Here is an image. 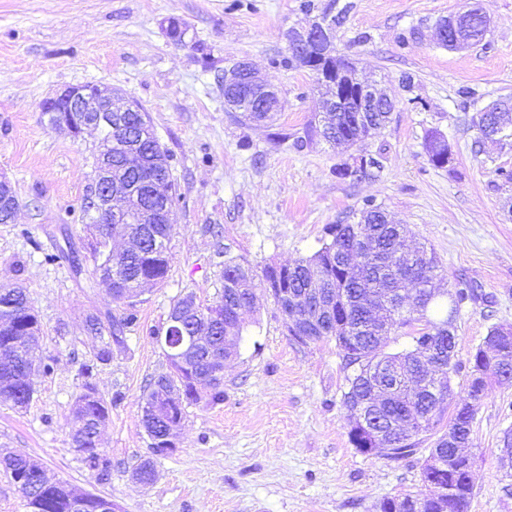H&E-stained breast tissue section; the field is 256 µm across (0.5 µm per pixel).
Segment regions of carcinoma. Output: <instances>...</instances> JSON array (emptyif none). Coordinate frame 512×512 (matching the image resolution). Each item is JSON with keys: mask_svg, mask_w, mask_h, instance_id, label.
Segmentation results:
<instances>
[{"mask_svg": "<svg viewBox=\"0 0 512 512\" xmlns=\"http://www.w3.org/2000/svg\"><path fill=\"white\" fill-rule=\"evenodd\" d=\"M484 12L479 3H474L469 9L460 13L461 23L459 33L464 41L472 45L481 41L485 35L481 28V14ZM288 67H305L315 75L317 85L328 94L324 83L326 71L336 66L351 68L348 61L341 57L314 62L290 54L281 60ZM505 108L501 112H481L477 122L479 132L494 123L506 126L509 115L512 114V99L504 98ZM366 131V122L356 112H341L334 116L325 113L323 124L311 127L306 131L310 136L318 134L332 145L341 144L350 148L362 141ZM135 138L143 152L140 172L129 173L121 168L126 161L125 141L117 132H108L102 138V143L112 152V169L115 177L129 187L137 203L146 207L166 201L173 206L179 200L177 187L172 179V156L162 148L150 121L137 126ZM428 160L435 167H445L451 162L448 145L443 142V136L437 132L428 134L425 143ZM383 168L381 156L368 154L362 157L361 164L352 172L347 173L346 167L336 168L337 176L361 180L374 175ZM382 207L370 200L364 202L360 217L355 224H335L330 228L332 239L318 251L306 259H301L288 267V272L277 271L273 266H267L262 275H257L254 269L245 262L228 259L220 262L222 270L218 279L219 287L213 302L222 303L224 309V329L232 333L233 346H239L240 314L247 301L254 297L256 281H261L266 290L274 288H306L310 285L312 272L321 276L324 284L332 287L336 294L333 315L319 316L313 323L303 329L285 322L290 336L300 333L314 342L322 339L333 340L342 357L346 371L347 390L342 395L343 406L354 402L370 404L374 402V393L370 383L369 373L379 366L394 367L406 374L394 405L382 410L383 416H392L402 422L422 425L415 427L412 434L395 441L392 447L384 453L390 461L409 458L418 452L419 435L428 433L440 425L450 430L454 436L471 438L475 419V402L486 391L489 381L498 377L501 371L492 363L487 353V346L496 343L504 356L512 360V334H503V327L492 326L483 338L475 353L472 355V367L465 387L468 402L456 405L450 409L440 404L434 412H429L431 395L429 387L432 382L414 387L411 381L414 377L427 378L432 368L423 364L429 351H441L449 365L442 370L441 385L451 390L450 373L455 369L454 348L456 321L461 307L468 301L479 299L478 293L466 283L447 291L446 305L434 302L436 312L446 311L439 320H427L426 327L412 337V349L397 353H386L387 342L374 335L365 327L361 320L367 308L375 305L382 317L390 320L396 326L409 324L397 305V290L410 288L412 293L422 291L428 284L433 283L438 276L439 262L435 255L427 260L421 259L413 265L401 264L397 261L396 253L400 249L398 225L387 219L379 220ZM135 224L129 229L135 233L142 230L148 233L166 235L171 227L170 212L159 209L155 212L152 223L140 224L138 218H133ZM365 236L378 243V249L372 256L365 259L364 269L359 281H353L346 268V253L359 244V238ZM91 259L96 267H103L112 273V298L123 306H133V298L141 288L138 276L154 279L156 283L164 282L170 272V252H161L153 257L129 256L124 250H113L112 243L95 240L90 244ZM0 319L11 320L16 335L0 334V345L11 343V348L25 346L26 330L33 324L40 325L38 315L31 305L25 289L0 288ZM136 320L132 312H122L112 316V336L124 333ZM0 376L11 380V383L0 389V396L14 406H28L26 398L34 393L36 375L27 371L24 357H17L15 366L1 369ZM110 417V407L102 396L77 405L75 414L71 416V445L76 450L93 447L94 439L105 428ZM351 443L363 453L371 452L375 447L374 428L357 426L349 430ZM84 462L91 470L101 476L109 475L112 462L106 455L95 450L84 456ZM36 460L23 455H17L0 461V467L8 473L12 480L23 479L29 484L37 482L38 475L34 470ZM473 461L469 457H454V449L449 447L448 438L438 437L434 448L422 468V479L431 484L436 483L447 488V493L436 499L419 500L421 512H467L468 504L474 493L472 481ZM34 501L41 507V512H69V505L63 501L58 492L49 487H38L33 492ZM413 500L409 494L387 498L380 503L379 512H401Z\"/></svg>", "mask_w": 512, "mask_h": 512, "instance_id": "cac0c4a2", "label": "carcinoma"}]
</instances>
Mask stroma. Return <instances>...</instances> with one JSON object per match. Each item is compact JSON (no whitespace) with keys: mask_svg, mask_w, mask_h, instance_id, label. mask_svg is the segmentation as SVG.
Segmentation results:
<instances>
[{"mask_svg":"<svg viewBox=\"0 0 512 512\" xmlns=\"http://www.w3.org/2000/svg\"><path fill=\"white\" fill-rule=\"evenodd\" d=\"M0 0V175L20 206L0 224V288L26 289L41 321L40 374L30 405L0 400V453L37 458L49 476L109 499L120 512H379L387 498H418L435 438L422 437L400 461L359 452L349 441L342 358L335 342L301 344L288 336L273 297L259 292L241 315L238 353L224 369V400L207 391L187 406L176 451L153 454L141 423L147 381L166 369L157 343L175 300L212 299L219 277L215 241L228 256L262 270L311 256L333 224H353L373 199L405 224V246L423 243L443 269L440 290L463 278L482 301L463 306L456 325L453 392H463L469 360L488 328L512 324V137L482 139L479 111L512 96V0H483L491 26L460 50L434 39L440 18L466 0ZM349 6L336 33L339 57L382 82L394 109L387 126L351 153H382L377 177L343 180L344 162L321 138L290 144L317 123L321 96L314 74L279 66L286 33L306 17ZM177 21L184 44L168 36ZM245 59L283 102L274 121L289 139L238 122L224 106V69ZM414 85L403 90L402 73ZM105 85L147 112L173 156L181 196L171 214V269L136 303L137 321L119 339L91 336L86 319L108 324L120 308L103 286L73 276L67 264H45L71 227L77 246L93 231L74 214L91 173L93 135L79 138L48 125L41 109L72 85ZM472 88L467 102L461 89ZM442 133L451 169L430 164L424 139ZM218 226L213 238L209 226ZM109 343L112 356L96 354ZM111 402L99 448L112 461L98 480L71 446L69 414L85 385ZM512 430V379H495L476 404L472 443L474 494L467 512H512V460L501 439ZM152 459L143 485L133 469Z\"/></svg>","mask_w":512,"mask_h":512,"instance_id":"35a3bbf8","label":"stroma"}]
</instances>
